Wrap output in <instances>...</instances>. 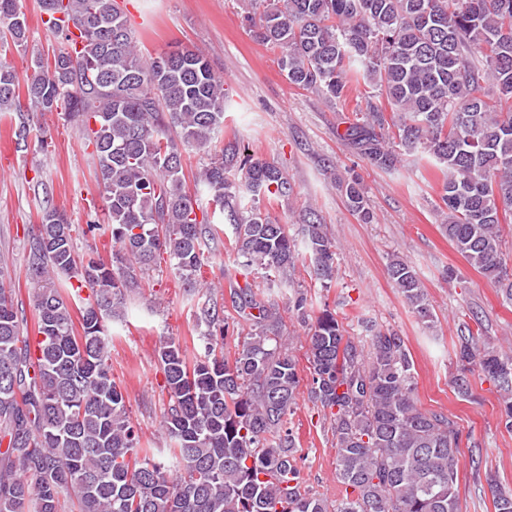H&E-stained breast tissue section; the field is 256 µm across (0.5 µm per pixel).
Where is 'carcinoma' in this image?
<instances>
[{
  "label": "carcinoma",
  "mask_w": 512,
  "mask_h": 512,
  "mask_svg": "<svg viewBox=\"0 0 512 512\" xmlns=\"http://www.w3.org/2000/svg\"><path fill=\"white\" fill-rule=\"evenodd\" d=\"M63 43L31 56L20 77L0 59V114L26 107L60 112L93 147L106 221L72 224L47 208L29 236L27 276L35 321L3 286L0 268V512H459L460 432L415 400L405 338L356 315L349 336L323 309L307 336L308 396L329 419L336 477L351 489L330 503L304 486L288 416L298 404L297 360L283 350L281 316L249 281L282 283L298 257L289 225L261 201L292 191L275 164L240 145L220 149L195 179L214 204L196 213L181 146L208 147L224 127V79L200 53L150 59L117 0H40ZM252 38L280 50L288 82L342 109L365 111L343 138L367 165L389 171L415 154L440 173L442 231L455 250L512 303V259L503 224L512 219V0H248ZM24 0H0V53L26 51ZM346 207L373 219L356 177L337 178ZM249 196L252 204L240 207ZM232 225L244 283L232 278L234 313L253 327L224 351V319L197 303L207 327L203 354L159 351L168 403L170 455L143 446L112 377L106 320L121 314L125 288L167 255L196 287L217 241L213 217ZM300 215V233L322 288L337 279V247ZM110 236L112 260L79 256L74 233ZM388 275L426 326L427 293L414 268L391 258ZM88 291L82 297V291ZM81 301L82 332L72 304ZM453 387L473 396L470 376L498 383L501 423L512 432V355L458 337ZM495 512H512V490L493 489Z\"/></svg>",
  "instance_id": "obj_1"
}]
</instances>
